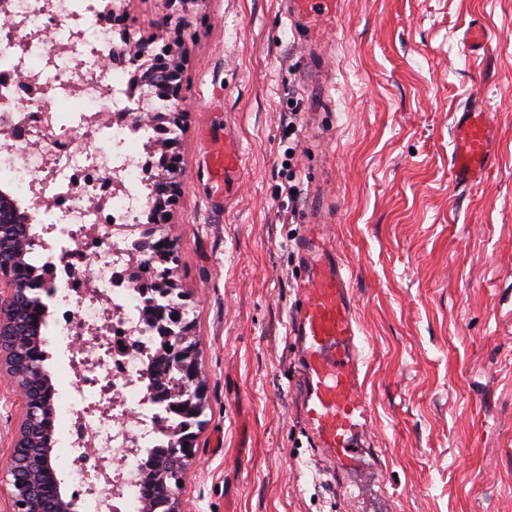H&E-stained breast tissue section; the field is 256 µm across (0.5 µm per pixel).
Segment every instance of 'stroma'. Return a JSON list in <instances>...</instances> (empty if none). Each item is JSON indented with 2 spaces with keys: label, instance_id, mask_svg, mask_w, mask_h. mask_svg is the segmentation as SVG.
<instances>
[{
  "label": "stroma",
  "instance_id": "1",
  "mask_svg": "<svg viewBox=\"0 0 512 512\" xmlns=\"http://www.w3.org/2000/svg\"><path fill=\"white\" fill-rule=\"evenodd\" d=\"M124 7L131 42L163 46L162 0ZM185 43L183 197L160 232L195 308L207 409L177 512H512V0H342L305 38L279 0H196ZM474 99L496 160L461 187L455 118ZM212 133L244 159L224 196ZM316 192L352 276L382 463L343 484L301 420L289 336ZM24 416L0 379V512Z\"/></svg>",
  "mask_w": 512,
  "mask_h": 512
}]
</instances>
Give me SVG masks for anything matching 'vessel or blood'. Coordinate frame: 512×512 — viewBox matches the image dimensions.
I'll return each mask as SVG.
<instances>
[{
  "mask_svg": "<svg viewBox=\"0 0 512 512\" xmlns=\"http://www.w3.org/2000/svg\"><path fill=\"white\" fill-rule=\"evenodd\" d=\"M282 6L294 29L309 34L322 18L336 14L339 0H283ZM490 130V115L479 102L464 107L450 161L455 183L477 181L491 166ZM241 169L237 144L217 147L209 168L213 188L223 191ZM297 251L302 280L289 330L299 366L301 411L315 448L342 478L363 464L366 451L358 440L371 414L360 379L363 345L350 275L330 241L321 208L309 209Z\"/></svg>",
  "mask_w": 512,
  "mask_h": 512,
  "instance_id": "1",
  "label": "vessel or blood"
}]
</instances>
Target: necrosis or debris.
I'll list each match as a JSON object with an SVG mask.
<instances>
[{
    "instance_id": "necrosis-or-debris-1",
    "label": "necrosis or debris",
    "mask_w": 512,
    "mask_h": 512,
    "mask_svg": "<svg viewBox=\"0 0 512 512\" xmlns=\"http://www.w3.org/2000/svg\"><path fill=\"white\" fill-rule=\"evenodd\" d=\"M0 192L26 219L31 259L49 268L43 326L53 342L105 335L104 359L70 363L67 391L55 412L56 464L84 512H142L143 462L165 441L162 404L148 373L154 337L143 324L144 300L113 283L130 264L145 226L152 182L144 162L153 146L150 124L103 122L102 113L156 105L153 91L131 102L124 75L101 66L112 46L98 20V0H0ZM121 191L95 203L105 187ZM112 472L109 508H102L99 472Z\"/></svg>"
}]
</instances>
